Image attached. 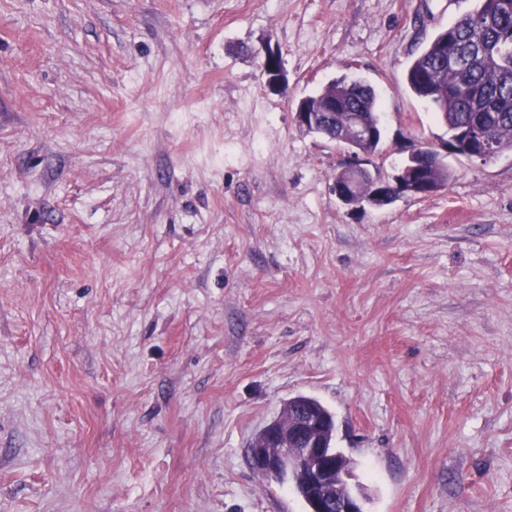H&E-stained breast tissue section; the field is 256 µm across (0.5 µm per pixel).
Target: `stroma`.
<instances>
[{"label": "stroma", "instance_id": "1", "mask_svg": "<svg viewBox=\"0 0 512 512\" xmlns=\"http://www.w3.org/2000/svg\"><path fill=\"white\" fill-rule=\"evenodd\" d=\"M475 0H0V512H306L247 461L303 394L365 512H512V152L341 204L295 106ZM279 52L285 91L261 68Z\"/></svg>", "mask_w": 512, "mask_h": 512}]
</instances>
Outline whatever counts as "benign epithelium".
Masks as SVG:
<instances>
[{
	"instance_id": "obj_1",
	"label": "benign epithelium",
	"mask_w": 512,
	"mask_h": 512,
	"mask_svg": "<svg viewBox=\"0 0 512 512\" xmlns=\"http://www.w3.org/2000/svg\"><path fill=\"white\" fill-rule=\"evenodd\" d=\"M351 140L347 142L351 161L346 170L353 178L349 185H335L336 197L348 204L358 188L364 174L372 177L373 192L365 196L364 202L382 206L389 197L382 191L383 184L370 167L369 153L359 148L371 141V133L360 122L351 123ZM262 441H251L248 447V462L256 472L288 475L296 485L308 491L307 512H364L361 499L351 494H337V453L317 439L314 421L307 412H299L293 421L285 423L278 416L261 429Z\"/></svg>"
}]
</instances>
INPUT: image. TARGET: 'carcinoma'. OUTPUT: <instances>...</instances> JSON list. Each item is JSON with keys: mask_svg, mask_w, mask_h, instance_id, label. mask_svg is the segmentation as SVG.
<instances>
[{"mask_svg": "<svg viewBox=\"0 0 512 512\" xmlns=\"http://www.w3.org/2000/svg\"><path fill=\"white\" fill-rule=\"evenodd\" d=\"M473 10L438 33L412 61L404 83L417 97L431 101L438 120H446L448 133L457 141L458 154L467 155L468 135L493 142L491 157L512 149V0H475ZM300 109L320 112L322 136L341 143L342 131L357 112L378 129L371 154L381 150L380 105L366 81L337 78L318 93L301 100ZM418 177L437 190L451 176L443 160L416 167ZM321 421L323 438L333 444L336 424L321 402L298 395Z\"/></svg>", "mask_w": 512, "mask_h": 512, "instance_id": "1", "label": "carcinoma"}]
</instances>
